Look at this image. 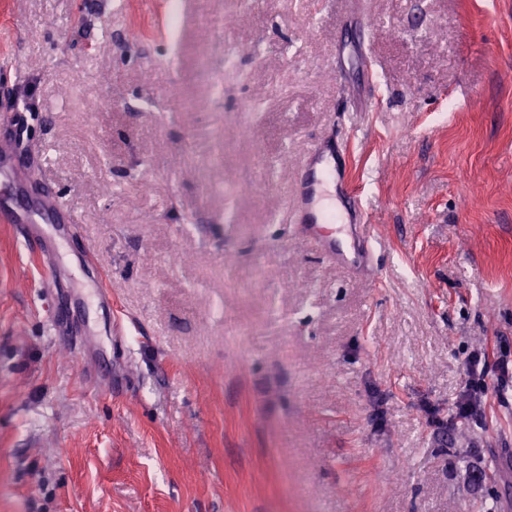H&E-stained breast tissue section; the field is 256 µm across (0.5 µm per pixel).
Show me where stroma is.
Masks as SVG:
<instances>
[{"label":"stroma","instance_id":"stroma-1","mask_svg":"<svg viewBox=\"0 0 512 512\" xmlns=\"http://www.w3.org/2000/svg\"><path fill=\"white\" fill-rule=\"evenodd\" d=\"M169 13L0 0V112L77 219L57 264L112 291L48 297L0 223V512H512V0ZM334 138L367 273L286 210Z\"/></svg>","mask_w":512,"mask_h":512}]
</instances>
